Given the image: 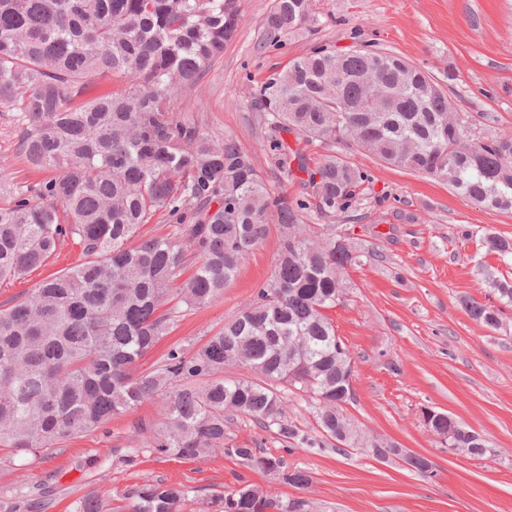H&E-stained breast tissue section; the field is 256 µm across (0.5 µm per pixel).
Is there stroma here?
<instances>
[{"label": "stroma", "mask_w": 512, "mask_h": 512, "mask_svg": "<svg viewBox=\"0 0 512 512\" xmlns=\"http://www.w3.org/2000/svg\"><path fill=\"white\" fill-rule=\"evenodd\" d=\"M270 0H242V20L224 57L174 107L196 113L205 134L236 138L269 187L305 196L298 181L280 173L267 148L270 136L253 103L258 83L289 59L324 47L368 45L420 65L443 87L466 120L468 139L512 131V0H315V20L292 34L269 36L263 18ZM12 108L0 106V175L24 186L43 179L17 154ZM312 160L332 154L365 171L356 219L335 224L362 243L361 265L348 271L345 305L331 310L336 334L355 362L356 399L345 408L370 438L394 440L428 458L422 476L399 460L360 448L285 445L249 420L233 427L236 442L257 444L308 472L304 489L217 454L197 461L145 449L137 421L158 422L161 402L114 418L106 427L69 440L47 454L0 462V499L18 512H74L95 494L112 512H127L126 492L148 480L223 494L249 481L283 498L303 499L309 512H512V308L497 328L478 324L467 298H493L490 276L512 273L486 244L488 234L512 238V212L476 205L448 185L398 169L346 143L313 141ZM277 233L257 247L221 297L178 322L144 358L162 359L174 342L202 343L223 328L245 301L271 279ZM445 412L483 435L485 457L460 456L424 426L421 411Z\"/></svg>", "instance_id": "35a3bbf8"}]
</instances>
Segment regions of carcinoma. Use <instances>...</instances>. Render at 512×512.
I'll return each instance as SVG.
<instances>
[{"label": "carcinoma", "mask_w": 512, "mask_h": 512, "mask_svg": "<svg viewBox=\"0 0 512 512\" xmlns=\"http://www.w3.org/2000/svg\"><path fill=\"white\" fill-rule=\"evenodd\" d=\"M311 17L312 0H273L264 26L289 34ZM240 21V0H0V104L17 112L22 159L52 172L0 193V285L26 279L66 246L81 251L79 263L0 304V449L8 459L48 453L163 397V421L144 447L164 457L220 452L307 486L306 472L229 438L232 422L247 418L310 448L346 432L347 446L376 448L378 458L425 473L421 457L368 439L340 406L352 357L328 311L343 304L344 271L364 251L304 223L310 211L350 217L368 175L335 155L312 168L306 149L280 135L351 141L477 205L512 210V133L469 143L465 119L423 69L378 48L321 47L256 88L274 162L291 179L306 174L310 197L275 191L235 138H210L198 115L172 108L224 55ZM105 76L112 91L95 93ZM160 211L169 231L145 235ZM273 223L280 239L272 279L202 345L172 344L158 364L140 368L182 317L224 293ZM487 244L512 255V239L489 235ZM492 285L512 306V282ZM465 306L482 325L501 324L500 307L474 299ZM227 366L254 377L226 380ZM284 388L307 399L322 438L288 417ZM449 448L487 452L467 432ZM191 493L151 481L127 492L128 512H182ZM200 504V512L307 507L246 483ZM77 512L112 507L91 495Z\"/></svg>", "instance_id": "1"}]
</instances>
